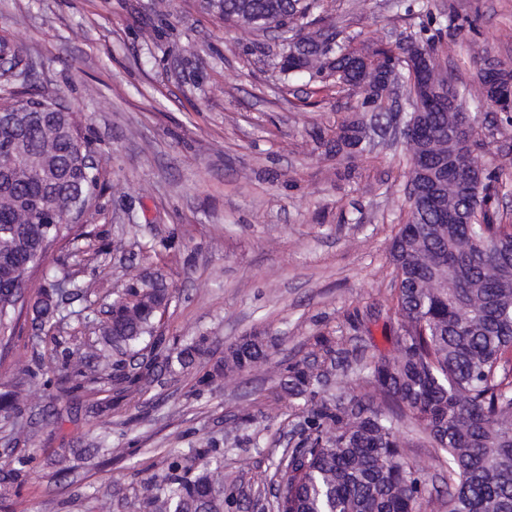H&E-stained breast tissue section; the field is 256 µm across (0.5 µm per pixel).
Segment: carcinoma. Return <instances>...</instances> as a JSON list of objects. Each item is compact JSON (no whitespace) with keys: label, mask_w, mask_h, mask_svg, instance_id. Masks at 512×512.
Returning <instances> with one entry per match:
<instances>
[{"label":"carcinoma","mask_w":512,"mask_h":512,"mask_svg":"<svg viewBox=\"0 0 512 512\" xmlns=\"http://www.w3.org/2000/svg\"><path fill=\"white\" fill-rule=\"evenodd\" d=\"M202 7L221 20L241 11L275 25L283 49L304 40L315 24L318 0H204ZM333 64L317 71L306 57L294 54L281 66L284 76L307 73L332 79L336 87H355V67L362 53L336 39ZM455 112H428L425 119L436 138L424 153H450L456 145L445 137L451 120L469 121L471 94L452 84ZM17 98L0 103V146L15 145L26 171L0 167V364L22 338L23 323L57 334L31 338L35 368L27 374L43 379L48 396L140 390L159 367L192 366L207 337L169 342L158 324L172 294L160 275L134 276L114 292L108 317L81 320L96 335L91 351L62 335L77 312L59 304L55 282L70 280L74 297L92 294L70 266L43 274L48 284L31 304L22 299L17 272L32 273L54 245H73L74 265L86 251L76 247L87 232L81 224L49 226L34 221L29 206L37 199L62 212L78 202L94 206L98 175L84 167L90 143L81 136L74 113L52 108L50 96L28 101L23 120L15 122ZM366 122L354 115L332 138L322 140L328 156L364 153L370 145ZM53 130L47 143V130ZM51 145L52 177L31 174L36 160ZM499 175L486 168L473 177L448 172V204L454 215L440 221L422 198L407 200V221L400 225L390 250L396 288L390 303L400 318L393 331L399 355L371 356L359 365L373 386L369 401L324 395L321 372L310 363L283 364L282 388L310 401L300 441L275 462L281 474L279 494L268 503L272 512H427L432 504L428 483L402 448L397 424L420 428L448 472V498L441 512H512V223L496 211ZM51 342L59 360L52 373L42 370L38 348ZM316 345L332 361L349 360L333 349L330 338ZM271 340L258 333L239 338L209 365L199 383L213 386L266 362ZM28 425L17 393L0 388V426L12 431ZM37 467L34 456L15 458L0 467V503L18 492ZM147 512H233L241 498L238 480L224 478V449L208 441L186 454L171 456L165 470L148 480Z\"/></svg>","instance_id":"cac0c4a2"}]
</instances>
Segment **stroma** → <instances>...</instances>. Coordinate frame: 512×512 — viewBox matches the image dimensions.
I'll use <instances>...</instances> for the list:
<instances>
[{
    "label": "stroma",
    "mask_w": 512,
    "mask_h": 512,
    "mask_svg": "<svg viewBox=\"0 0 512 512\" xmlns=\"http://www.w3.org/2000/svg\"><path fill=\"white\" fill-rule=\"evenodd\" d=\"M447 20L440 60L480 97L477 53L512 65V0H320L318 25L353 47L419 40L428 16ZM21 51L30 86L74 107L93 144L99 187L85 226L79 280L97 304L128 277L162 273L173 293L160 322L169 337L203 336L207 350L117 408L40 422L36 436L0 443V464L43 459L9 512H139L150 473L170 454L225 443L224 471L245 490L238 512H260L252 476L273 474L300 437L303 413L278 397L280 365L313 360L316 337L358 355H394L391 241L407 218L410 165L377 129L370 153L327 159L359 107L352 88L283 80L279 40L219 20L200 0H0V40ZM512 183V126L497 124L480 151ZM272 338L268 362L197 390L210 359L240 336ZM31 351L16 343L0 384L33 412L40 382L22 378ZM409 461L443 489L445 473L423 434L399 426ZM104 439L108 461L77 449ZM68 475L55 481L57 467Z\"/></svg>",
    "instance_id": "stroma-1"
}]
</instances>
